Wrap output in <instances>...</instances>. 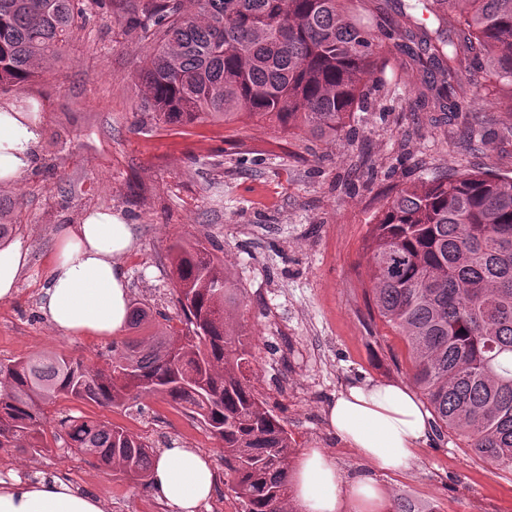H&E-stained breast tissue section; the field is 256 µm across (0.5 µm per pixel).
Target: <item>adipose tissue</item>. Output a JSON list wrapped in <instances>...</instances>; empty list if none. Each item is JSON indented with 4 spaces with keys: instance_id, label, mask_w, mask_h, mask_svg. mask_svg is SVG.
<instances>
[{
    "instance_id": "ef3b65f1",
    "label": "adipose tissue",
    "mask_w": 512,
    "mask_h": 512,
    "mask_svg": "<svg viewBox=\"0 0 512 512\" xmlns=\"http://www.w3.org/2000/svg\"><path fill=\"white\" fill-rule=\"evenodd\" d=\"M43 112L33 97L0 99V184H17L36 165ZM133 227L111 208L60 225L39 309L65 335L115 337L129 316L123 260ZM29 251L21 240L0 243V301L13 298ZM329 427L364 464L379 470L409 468L426 441L430 415L403 384L353 383L326 410ZM290 486L303 512H383L385 496L373 476L345 478L326 449L308 448L292 468ZM216 487L207 455L173 442L153 460L152 492L166 512H201ZM0 512H104L101 499L62 472L0 478Z\"/></svg>"
}]
</instances>
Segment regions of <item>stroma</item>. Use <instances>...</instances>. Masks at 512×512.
<instances>
[{
  "label": "stroma",
  "instance_id": "obj_1",
  "mask_svg": "<svg viewBox=\"0 0 512 512\" xmlns=\"http://www.w3.org/2000/svg\"><path fill=\"white\" fill-rule=\"evenodd\" d=\"M382 65L367 78L371 109L356 113L353 136L325 142L280 138L264 122L162 125L137 112L136 70L149 49L123 7L94 14L22 86L44 106L38 166L0 197L13 204L15 236L29 250L14 299L0 301V359L62 354L88 365L112 355L108 338L56 334L39 310L54 231L94 207L132 224L124 259L130 300L159 327L183 328L168 258L171 244L217 247L244 298L235 313L251 336L246 375L297 449L321 447L345 476L365 472L355 451L326 425V409L347 384L411 381L407 343L369 299L365 245L383 195L436 174L483 169L512 174V112L491 104L483 80L465 76L471 106L452 122L415 104L405 57L374 29ZM47 449H0V475L66 473L100 496L105 512H165L150 487L99 466L54 439L59 419L89 417L143 437L153 449L178 441L206 453L218 484L207 512H224L233 477L216 442L167 402L132 408L58 400ZM385 512L398 501L424 512H512V474L470 456L458 436L431 437L404 472H379Z\"/></svg>",
  "mask_w": 512,
  "mask_h": 512
}]
</instances>
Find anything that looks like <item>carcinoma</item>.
<instances>
[{
    "label": "carcinoma",
    "instance_id": "carcinoma-1",
    "mask_svg": "<svg viewBox=\"0 0 512 512\" xmlns=\"http://www.w3.org/2000/svg\"><path fill=\"white\" fill-rule=\"evenodd\" d=\"M116 0H0V90L40 75L93 16ZM428 13L419 19L417 10ZM412 62L416 104L455 117L466 74L512 109V0H374L372 17ZM151 42L137 109L164 125L234 123L337 140L367 108L365 78L379 46L353 0H152L132 19ZM12 208L0 200V240ZM169 259L187 330L131 336L104 366L63 355L0 360V448H43L44 409L60 397L101 406L160 398L198 421L234 475L241 512H287L294 440L248 384L249 336L233 313L239 289L201 243ZM378 316L405 337L412 380L442 437L512 472V176L467 169L402 189L375 214L366 245ZM66 447L150 484L153 450L127 430L86 417L61 421Z\"/></svg>",
    "mask_w": 512,
    "mask_h": 512
}]
</instances>
